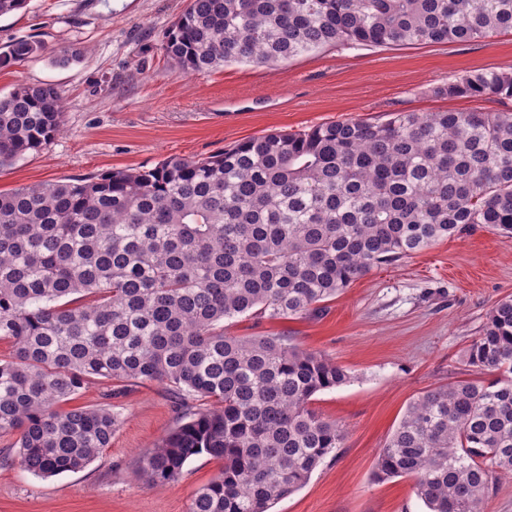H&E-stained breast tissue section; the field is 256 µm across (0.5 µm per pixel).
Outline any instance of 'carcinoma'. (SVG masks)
Returning <instances> with one entry per match:
<instances>
[{"instance_id": "cac0c4a2", "label": "carcinoma", "mask_w": 512, "mask_h": 512, "mask_svg": "<svg viewBox=\"0 0 512 512\" xmlns=\"http://www.w3.org/2000/svg\"><path fill=\"white\" fill-rule=\"evenodd\" d=\"M512 30V0H190L162 44L183 73L273 65L332 44L485 40ZM41 44L19 38L0 64ZM448 98L512 99V68L465 72ZM50 85L0 98V167L64 125ZM482 226L512 235V109L394 112L251 137L204 159L0 192V435L38 478L86 468L120 423L76 403L91 384L156 381L199 407L141 456L152 487L194 458L222 463L188 512H270L341 447L310 407L343 366L283 336L224 333L241 316L322 310L373 268ZM458 380L407 406L374 477L415 479L429 512H483L512 477V298L497 302Z\"/></svg>"}]
</instances>
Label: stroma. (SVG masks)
<instances>
[{"label": "stroma", "instance_id": "35a3bbf8", "mask_svg": "<svg viewBox=\"0 0 512 512\" xmlns=\"http://www.w3.org/2000/svg\"><path fill=\"white\" fill-rule=\"evenodd\" d=\"M188 4L27 0L1 16L0 52L20 37L43 49L0 66V96L20 84L54 85L65 125L43 149L0 167V191L203 158L271 131L400 111L496 110L495 96L444 98L433 89L465 71L512 67L511 31L465 44H338L275 66L232 63L183 75L161 46ZM64 46L77 59L57 62ZM511 295L512 237L480 227L374 268L315 315L226 321L230 335L288 337L353 377L312 403L342 428L341 448L273 512H426L413 478L375 480L378 453L423 392L492 379L463 356L492 306ZM108 402L121 418L109 448L86 469L48 480L0 466V512H188L195 491L218 475L217 461L198 456L159 488L137 474L139 457L178 423L165 386L142 382Z\"/></svg>", "mask_w": 512, "mask_h": 512}]
</instances>
